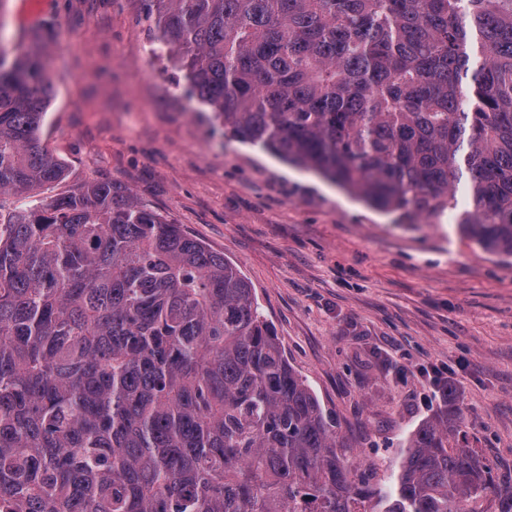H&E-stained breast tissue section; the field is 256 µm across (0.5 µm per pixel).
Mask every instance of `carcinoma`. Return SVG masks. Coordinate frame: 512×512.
Returning <instances> with one entry per match:
<instances>
[{
    "label": "carcinoma",
    "instance_id": "1",
    "mask_svg": "<svg viewBox=\"0 0 512 512\" xmlns=\"http://www.w3.org/2000/svg\"><path fill=\"white\" fill-rule=\"evenodd\" d=\"M146 2L230 136L512 258V0ZM47 61L0 47V512H512L449 386L372 484L239 267L131 191L7 205L67 177Z\"/></svg>",
    "mask_w": 512,
    "mask_h": 512
}]
</instances>
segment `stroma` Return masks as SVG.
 <instances>
[{
  "label": "stroma",
  "instance_id": "1",
  "mask_svg": "<svg viewBox=\"0 0 512 512\" xmlns=\"http://www.w3.org/2000/svg\"><path fill=\"white\" fill-rule=\"evenodd\" d=\"M0 31L57 35L42 139L67 178L30 200L108 181L238 265L380 476L448 383L461 442L512 483V259L463 237L454 213L411 221L225 136L180 70L142 55L157 35L145 0H5Z\"/></svg>",
  "mask_w": 512,
  "mask_h": 512
}]
</instances>
